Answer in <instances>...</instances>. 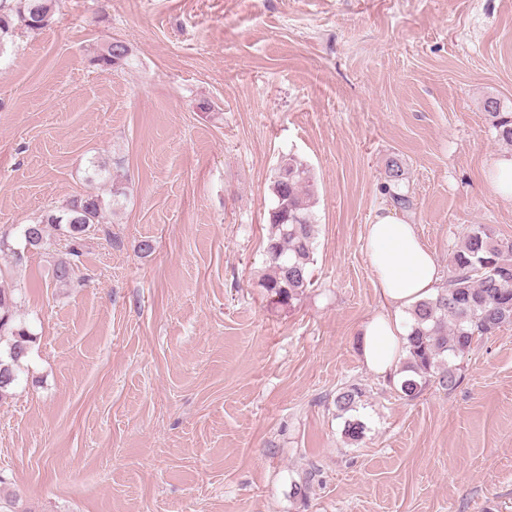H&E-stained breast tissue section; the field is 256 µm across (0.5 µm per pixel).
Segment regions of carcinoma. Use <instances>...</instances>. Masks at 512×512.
<instances>
[{"mask_svg":"<svg viewBox=\"0 0 512 512\" xmlns=\"http://www.w3.org/2000/svg\"><path fill=\"white\" fill-rule=\"evenodd\" d=\"M54 2L0 0V51L12 40L16 23L34 32L49 26ZM128 54L123 42L114 41L91 63L108 70L126 64ZM483 110L491 118L498 140L512 146V110L490 95L483 101ZM387 178L384 190L391 202L401 209L410 208V196L397 191L403 182L398 163L388 167ZM272 194L275 202L269 211L264 247L268 272L259 286L272 305L289 309L314 285L316 200L307 167L293 157L283 160L273 177ZM124 195L122 184L114 181L110 202L102 193L90 192L44 212L22 227L23 249H40L49 230L58 231L67 241V249L54 261L52 280L58 288L69 287L77 279L89 229L103 223L111 203ZM19 303L20 289L0 287V403L14 395L34 342L33 333L17 316ZM412 317L403 366L407 375L399 384L401 396L417 397L432 380L454 389L461 380L458 361L469 353L474 342L512 324V240L500 238L490 225L470 228L453 253L447 285L435 297L418 303ZM365 394L358 383L340 388L334 399L338 415L352 411ZM364 430L360 419H345L343 431L348 439L360 440Z\"/></svg>","mask_w":512,"mask_h":512,"instance_id":"cac0c4a2","label":"carcinoma"}]
</instances>
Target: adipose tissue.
Here are the masks:
<instances>
[{
  "mask_svg": "<svg viewBox=\"0 0 512 512\" xmlns=\"http://www.w3.org/2000/svg\"><path fill=\"white\" fill-rule=\"evenodd\" d=\"M362 249L376 274L383 309L361 330V357L371 371L398 381L410 312L442 288L441 266L415 226L389 209L374 215Z\"/></svg>",
  "mask_w": 512,
  "mask_h": 512,
  "instance_id": "obj_1",
  "label": "adipose tissue"
}]
</instances>
